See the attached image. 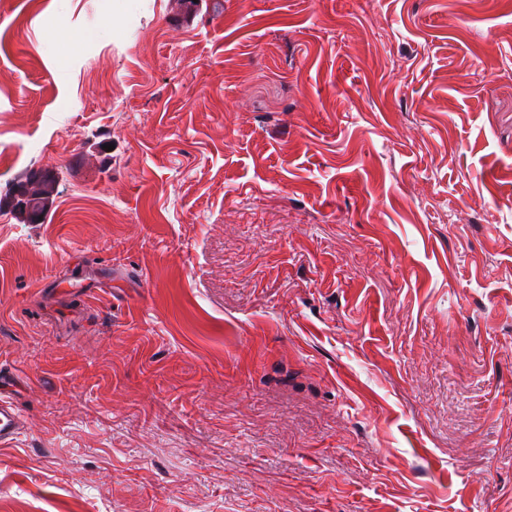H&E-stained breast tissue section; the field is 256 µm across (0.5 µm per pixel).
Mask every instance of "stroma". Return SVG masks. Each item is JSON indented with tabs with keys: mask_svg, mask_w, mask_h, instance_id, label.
<instances>
[{
	"mask_svg": "<svg viewBox=\"0 0 512 512\" xmlns=\"http://www.w3.org/2000/svg\"><path fill=\"white\" fill-rule=\"evenodd\" d=\"M35 168L0 512H512V0H0ZM26 426L23 413L0 395V445L12 442Z\"/></svg>",
	"mask_w": 512,
	"mask_h": 512,
	"instance_id": "1",
	"label": "stroma"
}]
</instances>
